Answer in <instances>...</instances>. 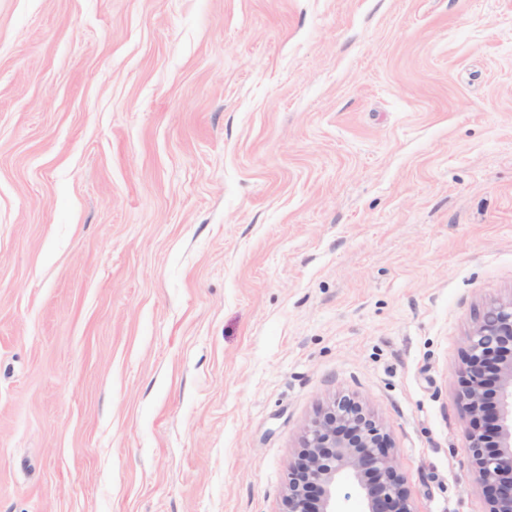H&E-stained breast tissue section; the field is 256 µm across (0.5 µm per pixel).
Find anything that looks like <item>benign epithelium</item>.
Listing matches in <instances>:
<instances>
[{"label":"benign epithelium","mask_w":512,"mask_h":512,"mask_svg":"<svg viewBox=\"0 0 512 512\" xmlns=\"http://www.w3.org/2000/svg\"><path fill=\"white\" fill-rule=\"evenodd\" d=\"M471 467L489 512H512V298L487 303L470 329L458 370ZM349 476L364 512H414L388 435L359 402L342 397L306 428L288 483V512H336L335 484Z\"/></svg>","instance_id":"benign-epithelium-1"}]
</instances>
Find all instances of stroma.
Masks as SVG:
<instances>
[{
	"label": "stroma",
	"mask_w": 512,
	"mask_h": 512,
	"mask_svg": "<svg viewBox=\"0 0 512 512\" xmlns=\"http://www.w3.org/2000/svg\"><path fill=\"white\" fill-rule=\"evenodd\" d=\"M512 0H0V512H288L334 399L489 512ZM458 374L471 467L488 491L489 512H512V298L484 306Z\"/></svg>",
	"instance_id": "obj_1"
}]
</instances>
